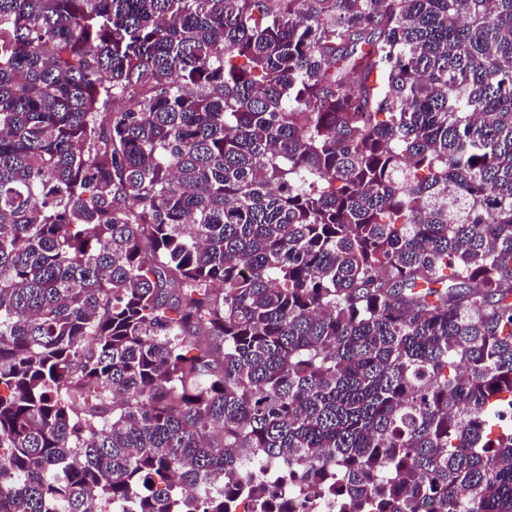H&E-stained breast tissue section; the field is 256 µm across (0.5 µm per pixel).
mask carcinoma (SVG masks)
Masks as SVG:
<instances>
[{
  "instance_id": "1",
  "label": "carcinoma",
  "mask_w": 512,
  "mask_h": 512,
  "mask_svg": "<svg viewBox=\"0 0 512 512\" xmlns=\"http://www.w3.org/2000/svg\"><path fill=\"white\" fill-rule=\"evenodd\" d=\"M281 457L512 512V0H0V512Z\"/></svg>"
}]
</instances>
